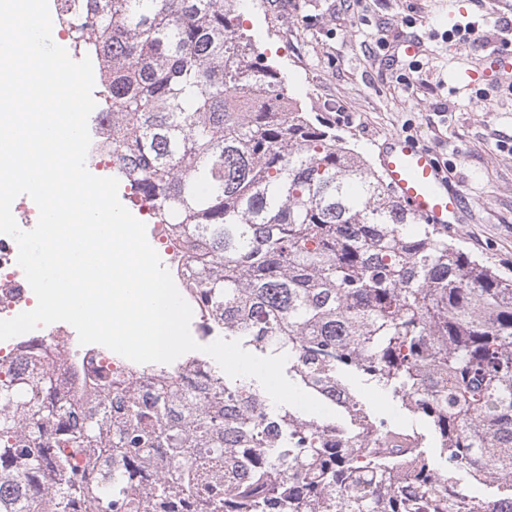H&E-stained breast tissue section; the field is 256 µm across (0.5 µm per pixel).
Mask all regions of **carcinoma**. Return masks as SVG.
<instances>
[{"label": "carcinoma", "mask_w": 512, "mask_h": 512, "mask_svg": "<svg viewBox=\"0 0 512 512\" xmlns=\"http://www.w3.org/2000/svg\"><path fill=\"white\" fill-rule=\"evenodd\" d=\"M90 57L119 153L112 174L188 237L180 275L209 329L285 354L340 421L277 406L195 355L205 409L160 366L153 390L0 364V512H512V279L410 214L390 185L236 29L234 0H59ZM356 374L424 420L374 416ZM437 449L433 457L425 440ZM155 460L180 467L152 481ZM404 454L394 468L379 456ZM120 473L104 482L100 461ZM464 472L493 482L483 499Z\"/></svg>", "instance_id": "cac0c4a2"}]
</instances>
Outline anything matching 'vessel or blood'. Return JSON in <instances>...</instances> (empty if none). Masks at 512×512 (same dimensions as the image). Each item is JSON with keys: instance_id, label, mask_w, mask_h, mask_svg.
Returning a JSON list of instances; mask_svg holds the SVG:
<instances>
[{"instance_id": "1", "label": "vessel or blood", "mask_w": 512, "mask_h": 512, "mask_svg": "<svg viewBox=\"0 0 512 512\" xmlns=\"http://www.w3.org/2000/svg\"><path fill=\"white\" fill-rule=\"evenodd\" d=\"M383 168L387 181L406 209L426 223H460L464 197L450 188L440 163L408 137L396 135L386 142Z\"/></svg>"}]
</instances>
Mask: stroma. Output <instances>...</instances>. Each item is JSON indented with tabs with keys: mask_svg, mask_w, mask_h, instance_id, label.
<instances>
[{
	"mask_svg": "<svg viewBox=\"0 0 512 512\" xmlns=\"http://www.w3.org/2000/svg\"><path fill=\"white\" fill-rule=\"evenodd\" d=\"M236 21L288 94L371 164L400 134L435 153L466 198L448 235L512 277V78L494 75V46L512 43L500 18L507 0H237ZM479 20L467 41L449 39L463 18ZM416 41L420 53L402 56ZM478 73L473 85L457 73Z\"/></svg>",
	"mask_w": 512,
	"mask_h": 512,
	"instance_id": "obj_1",
	"label": "stroma"
}]
</instances>
